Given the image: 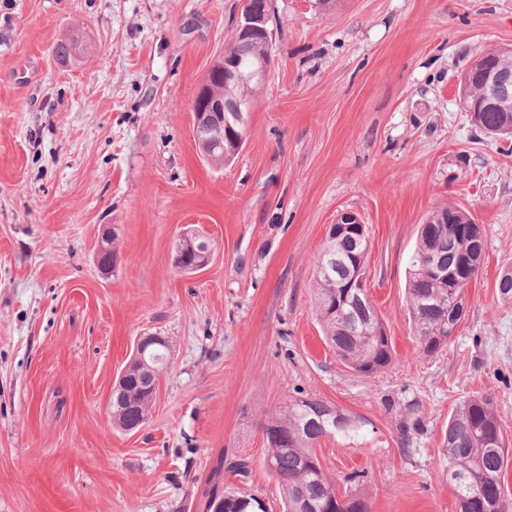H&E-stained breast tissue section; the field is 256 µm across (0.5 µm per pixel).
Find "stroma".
<instances>
[{
    "label": "stroma",
    "mask_w": 512,
    "mask_h": 512,
    "mask_svg": "<svg viewBox=\"0 0 512 512\" xmlns=\"http://www.w3.org/2000/svg\"><path fill=\"white\" fill-rule=\"evenodd\" d=\"M241 0H0V512H202L226 486L282 512L263 465L266 413L315 397L360 419L316 448L371 512H457L448 418L491 396L512 443V153L470 122L458 74L512 49V0H272L271 72L245 143L209 165L192 105L234 40ZM76 41L66 59L62 41ZM485 241L467 312L423 355L406 270L435 208ZM343 210L368 226L366 282L395 349L361 376L323 338L315 260ZM113 230L111 268L95 257ZM211 239L186 274L178 238ZM169 344L148 418L107 402L139 337Z\"/></svg>",
    "instance_id": "obj_1"
}]
</instances>
